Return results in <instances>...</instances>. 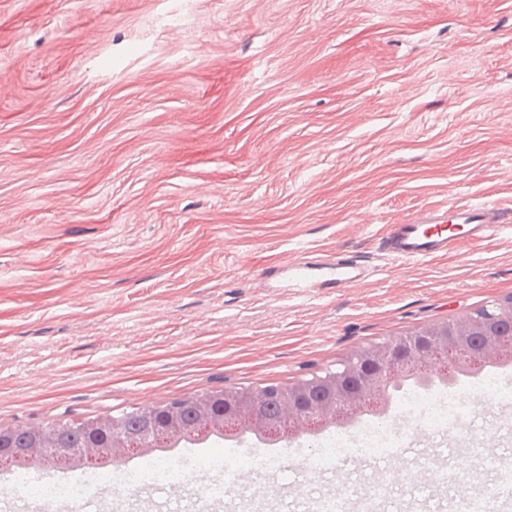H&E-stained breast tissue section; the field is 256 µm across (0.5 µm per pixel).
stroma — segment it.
Returning <instances> with one entry per match:
<instances>
[{
	"label": "stroma",
	"instance_id": "obj_1",
	"mask_svg": "<svg viewBox=\"0 0 512 512\" xmlns=\"http://www.w3.org/2000/svg\"><path fill=\"white\" fill-rule=\"evenodd\" d=\"M512 207V0H0V426L227 386L288 383L358 346L512 293V234L425 260L392 225L450 202ZM373 268L303 298L267 269ZM470 445L416 435L381 460L308 463L312 436L200 468L101 512H309L386 478L385 512H453L478 470L504 495L512 406L472 404Z\"/></svg>",
	"mask_w": 512,
	"mask_h": 512
}]
</instances>
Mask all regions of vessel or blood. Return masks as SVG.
Returning a JSON list of instances; mask_svg holds the SVG:
<instances>
[{
	"label": "vessel or blood",
	"mask_w": 512,
	"mask_h": 512,
	"mask_svg": "<svg viewBox=\"0 0 512 512\" xmlns=\"http://www.w3.org/2000/svg\"><path fill=\"white\" fill-rule=\"evenodd\" d=\"M512 228V209L497 205L449 203L423 210L395 225L384 240L386 253L404 260H423L447 253L465 242L485 239ZM369 275L361 263L342 258L316 257L289 263L287 269L271 268L267 279H287L294 294L316 296L365 280ZM386 493L385 480H378L354 499L353 512H380Z\"/></svg>",
	"instance_id": "b4317fda"
}]
</instances>
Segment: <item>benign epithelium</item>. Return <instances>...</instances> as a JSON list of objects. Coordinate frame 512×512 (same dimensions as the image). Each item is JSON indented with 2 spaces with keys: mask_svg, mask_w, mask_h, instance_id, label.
Masks as SVG:
<instances>
[{
  "mask_svg": "<svg viewBox=\"0 0 512 512\" xmlns=\"http://www.w3.org/2000/svg\"><path fill=\"white\" fill-rule=\"evenodd\" d=\"M507 352H512L509 295L451 323L437 322L404 336L362 345L321 376L284 385L271 383L246 392L226 388L218 395L210 392L143 408L144 427L134 436L110 416L87 426L88 433L101 434L102 440H89L81 446H64L53 430L32 427L31 441L19 454L28 460L90 463L102 453L120 459L140 449L199 442L216 431L288 439L301 430H317L377 411L389 389L405 379L427 381L433 373L450 377L459 371H473ZM268 399L279 404L276 422L257 414V407Z\"/></svg>",
  "mask_w": 512,
  "mask_h": 512,
  "instance_id": "obj_1",
  "label": "benign epithelium"
}]
</instances>
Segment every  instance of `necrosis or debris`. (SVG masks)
Wrapping results in <instances>:
<instances>
[{
	"mask_svg": "<svg viewBox=\"0 0 512 512\" xmlns=\"http://www.w3.org/2000/svg\"><path fill=\"white\" fill-rule=\"evenodd\" d=\"M484 404L504 407L512 404V392L500 386L494 376L484 374L473 389H449L439 394L428 389H415L399 401L397 414L400 427L390 428L381 422H365L354 430H341L319 441L313 463L321 468L353 457L384 458L412 435L443 429H466V410L473 397ZM182 476L168 455L161 451L142 454L135 467H102L92 473H74L64 482L34 483L26 476H17L6 492L15 501L37 499L51 505L62 501L82 500L104 489L136 490L147 485L167 486Z\"/></svg>",
	"mask_w": 512,
	"mask_h": 512,
	"instance_id": "obj_1",
	"label": "necrosis or debris"
}]
</instances>
